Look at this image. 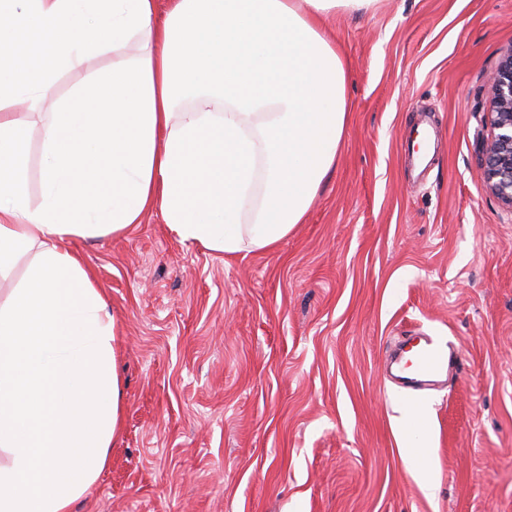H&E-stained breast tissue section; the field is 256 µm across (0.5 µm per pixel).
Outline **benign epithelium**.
Returning a JSON list of instances; mask_svg holds the SVG:
<instances>
[{
    "label": "benign epithelium",
    "mask_w": 512,
    "mask_h": 512,
    "mask_svg": "<svg viewBox=\"0 0 512 512\" xmlns=\"http://www.w3.org/2000/svg\"><path fill=\"white\" fill-rule=\"evenodd\" d=\"M490 137L482 166L491 192L512 210V51L490 76Z\"/></svg>",
    "instance_id": "1"
}]
</instances>
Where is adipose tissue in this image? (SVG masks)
<instances>
[{"instance_id":"adipose-tissue-1","label":"adipose tissue","mask_w":512,"mask_h":512,"mask_svg":"<svg viewBox=\"0 0 512 512\" xmlns=\"http://www.w3.org/2000/svg\"><path fill=\"white\" fill-rule=\"evenodd\" d=\"M376 2L168 0L160 15L156 0H0V278L28 260L0 301V512H72L121 430L114 321L68 241L156 210L180 241L273 249L343 143L349 70L325 21ZM42 27L55 38L29 78L13 39ZM40 126L31 125L27 130L30 144V191L33 200L39 197V167H40Z\"/></svg>"}]
</instances>
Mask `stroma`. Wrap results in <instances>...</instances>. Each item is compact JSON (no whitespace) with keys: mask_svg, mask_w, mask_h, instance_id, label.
I'll return each mask as SVG.
<instances>
[{"mask_svg":"<svg viewBox=\"0 0 512 512\" xmlns=\"http://www.w3.org/2000/svg\"><path fill=\"white\" fill-rule=\"evenodd\" d=\"M326 27L350 118L274 250L183 243L157 213L69 241L108 301L124 388L74 512H512V212L481 162L512 0H377ZM414 329L458 350L447 387L388 379ZM415 406L432 431L416 458L398 430Z\"/></svg>","mask_w":512,"mask_h":512,"instance_id":"stroma-1","label":"stroma"}]
</instances>
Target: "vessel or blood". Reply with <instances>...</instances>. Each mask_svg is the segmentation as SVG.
Wrapping results in <instances>:
<instances>
[{"mask_svg":"<svg viewBox=\"0 0 512 512\" xmlns=\"http://www.w3.org/2000/svg\"><path fill=\"white\" fill-rule=\"evenodd\" d=\"M454 355L446 342L432 336H421L409 342L402 363L392 374L396 384L410 392L433 388L448 378Z\"/></svg>","mask_w":512,"mask_h":512,"instance_id":"b4317fda","label":"vessel or blood"}]
</instances>
